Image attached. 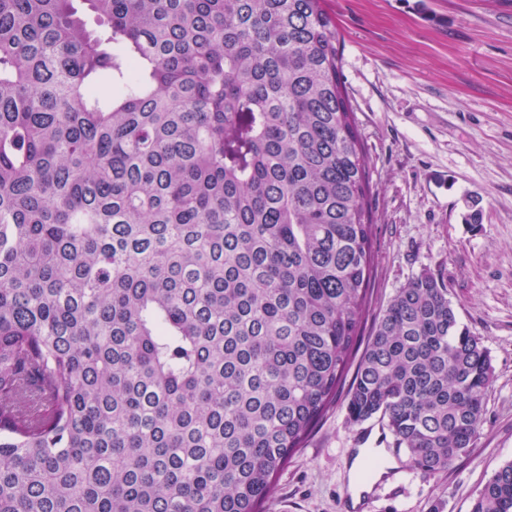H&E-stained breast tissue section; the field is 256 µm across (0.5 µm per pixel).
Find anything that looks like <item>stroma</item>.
<instances>
[{
  "label": "stroma",
  "mask_w": 512,
  "mask_h": 512,
  "mask_svg": "<svg viewBox=\"0 0 512 512\" xmlns=\"http://www.w3.org/2000/svg\"><path fill=\"white\" fill-rule=\"evenodd\" d=\"M371 182V336L392 297L429 274L482 338L493 378L469 454L428 473L400 456L356 512H470L512 460V0H326ZM475 197L482 223H463ZM349 385L279 476L267 512H342L355 448H388L352 423Z\"/></svg>",
  "instance_id": "obj_1"
}]
</instances>
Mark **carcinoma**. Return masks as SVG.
<instances>
[{"mask_svg": "<svg viewBox=\"0 0 512 512\" xmlns=\"http://www.w3.org/2000/svg\"><path fill=\"white\" fill-rule=\"evenodd\" d=\"M73 2L0 0V512H262L373 271L335 22L325 0H83L92 31ZM492 374L421 274L348 416L440 472ZM471 512H512V461Z\"/></svg>", "mask_w": 512, "mask_h": 512, "instance_id": "carcinoma-1", "label": "carcinoma"}]
</instances>
